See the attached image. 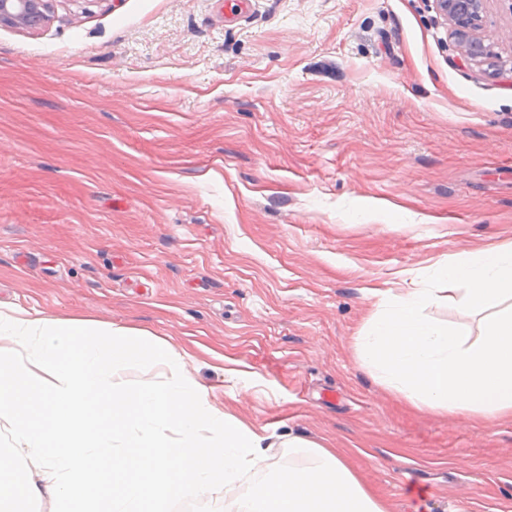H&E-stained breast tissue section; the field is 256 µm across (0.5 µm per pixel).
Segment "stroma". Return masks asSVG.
Wrapping results in <instances>:
<instances>
[{"label": "stroma", "mask_w": 512, "mask_h": 512, "mask_svg": "<svg viewBox=\"0 0 512 512\" xmlns=\"http://www.w3.org/2000/svg\"><path fill=\"white\" fill-rule=\"evenodd\" d=\"M225 2L0 26V303L167 340L213 407L336 449L388 512H512V421L415 410L355 346L373 290L512 244V70L435 0ZM478 35L512 63V0ZM439 13L453 24L462 53L471 61L494 65L493 54L476 32L481 26L484 0H436Z\"/></svg>", "instance_id": "obj_1"}]
</instances>
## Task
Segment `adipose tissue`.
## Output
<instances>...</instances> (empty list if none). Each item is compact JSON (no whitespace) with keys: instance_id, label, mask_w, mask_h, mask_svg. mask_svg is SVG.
I'll return each instance as SVG.
<instances>
[{"instance_id":"adipose-tissue-1","label":"adipose tissue","mask_w":512,"mask_h":512,"mask_svg":"<svg viewBox=\"0 0 512 512\" xmlns=\"http://www.w3.org/2000/svg\"><path fill=\"white\" fill-rule=\"evenodd\" d=\"M433 288L381 298L356 341L360 364L418 409L512 419V246L438 261ZM447 299L479 312V337L427 318ZM131 362L162 379L115 381ZM0 512H168L211 497L213 512H387L336 450L286 433L272 439L211 406L166 340L124 325L0 308ZM309 467L265 464L272 443Z\"/></svg>"}]
</instances>
